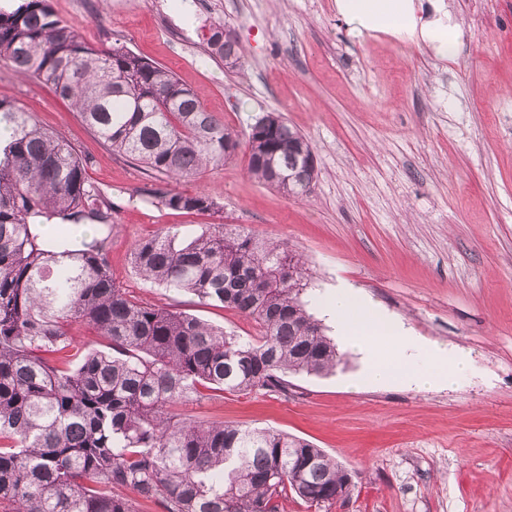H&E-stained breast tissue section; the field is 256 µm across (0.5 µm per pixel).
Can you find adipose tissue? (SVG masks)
I'll list each match as a JSON object with an SVG mask.
<instances>
[{
  "label": "adipose tissue",
  "mask_w": 512,
  "mask_h": 512,
  "mask_svg": "<svg viewBox=\"0 0 512 512\" xmlns=\"http://www.w3.org/2000/svg\"><path fill=\"white\" fill-rule=\"evenodd\" d=\"M336 13L357 34L387 33L440 59L456 54L462 36L444 0H336ZM321 308L339 344L360 354V383L449 388L471 367L465 351L425 342L350 284H338L325 295Z\"/></svg>",
  "instance_id": "adipose-tissue-1"
}]
</instances>
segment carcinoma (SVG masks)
Instances as JSON below:
<instances>
[{
	"mask_svg": "<svg viewBox=\"0 0 512 512\" xmlns=\"http://www.w3.org/2000/svg\"><path fill=\"white\" fill-rule=\"evenodd\" d=\"M211 55L241 60L215 28ZM0 61L49 83L117 153L154 175L141 193L164 207L206 213L202 192L168 188L232 158L235 138L200 96L164 66L114 43L98 49L53 13L49 0L0 11ZM0 507L3 512H279L296 495L309 508L347 484L349 472L309 441L181 417L210 393L288 395L292 374H324L336 343L305 308L302 258L279 244L209 224L188 242L165 230L135 241L147 282L229 307L259 327L237 336L171 306L144 302L112 277L111 205L86 162L23 107L0 101ZM248 172L304 197L315 169L310 143L281 117L254 125ZM88 221L97 231L77 236ZM57 225L48 240L41 224ZM295 276H288V268ZM91 325L103 348L73 334Z\"/></svg>",
	"mask_w": 512,
	"mask_h": 512,
	"instance_id": "carcinoma-1",
	"label": "carcinoma"
}]
</instances>
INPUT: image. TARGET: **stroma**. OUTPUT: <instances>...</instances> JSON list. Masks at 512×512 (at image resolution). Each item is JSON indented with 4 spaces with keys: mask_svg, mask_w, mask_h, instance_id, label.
<instances>
[{
    "mask_svg": "<svg viewBox=\"0 0 512 512\" xmlns=\"http://www.w3.org/2000/svg\"><path fill=\"white\" fill-rule=\"evenodd\" d=\"M92 45L121 43L199 91L246 141L268 114L311 143L307 197L267 187L245 151L184 184L212 211H172L141 194L147 171L112 152L50 85L0 63V101L20 104L87 161L115 226L114 279L239 336L253 319L144 281L130 260L140 238L225 224L302 254V300L352 284L419 335L470 352L450 389L350 388L362 368L344 351L327 375L291 376L282 396L222 394L187 417L270 428L310 441L352 475L330 512H512V0H447L463 30L453 58L383 33L357 35L335 0H49ZM244 51L211 58L215 26Z\"/></svg>",
    "mask_w": 512,
    "mask_h": 512,
    "instance_id": "35a3bbf8",
    "label": "stroma"
}]
</instances>
